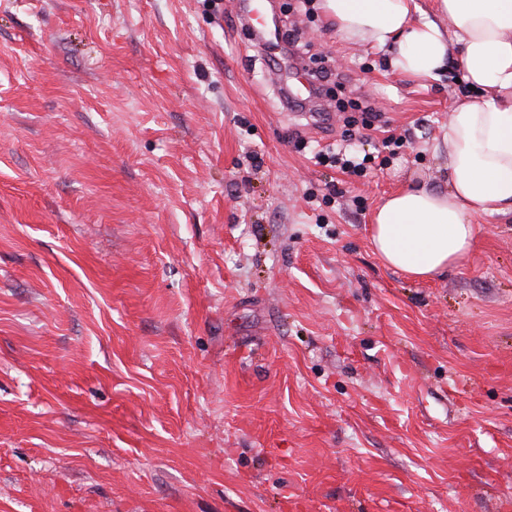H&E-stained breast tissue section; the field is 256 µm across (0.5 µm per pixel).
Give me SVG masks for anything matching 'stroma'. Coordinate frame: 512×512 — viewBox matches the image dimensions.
<instances>
[{
    "label": "stroma",
    "mask_w": 512,
    "mask_h": 512,
    "mask_svg": "<svg viewBox=\"0 0 512 512\" xmlns=\"http://www.w3.org/2000/svg\"><path fill=\"white\" fill-rule=\"evenodd\" d=\"M273 3L305 110L237 0H0V512H512V215L430 281L371 244L457 71Z\"/></svg>",
    "instance_id": "stroma-1"
}]
</instances>
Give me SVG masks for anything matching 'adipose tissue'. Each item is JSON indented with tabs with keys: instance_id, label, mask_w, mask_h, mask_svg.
Returning <instances> with one entry per match:
<instances>
[{
	"instance_id": "1",
	"label": "adipose tissue",
	"mask_w": 512,
	"mask_h": 512,
	"mask_svg": "<svg viewBox=\"0 0 512 512\" xmlns=\"http://www.w3.org/2000/svg\"><path fill=\"white\" fill-rule=\"evenodd\" d=\"M338 36L390 51L394 71L439 79L458 61L473 97L457 102L442 134L447 187L411 185L373 216L371 242L388 267L429 280L470 251L475 213L512 214V0H320Z\"/></svg>"
}]
</instances>
